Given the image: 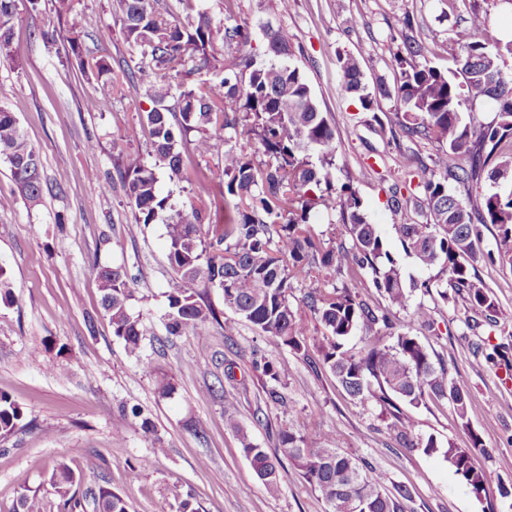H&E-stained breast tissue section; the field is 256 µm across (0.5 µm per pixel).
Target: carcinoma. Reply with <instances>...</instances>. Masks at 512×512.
I'll list each match as a JSON object with an SVG mask.
<instances>
[{
	"label": "carcinoma",
	"instance_id": "cac0c4a2",
	"mask_svg": "<svg viewBox=\"0 0 512 512\" xmlns=\"http://www.w3.org/2000/svg\"><path fill=\"white\" fill-rule=\"evenodd\" d=\"M57 17L67 21L66 63L82 58L84 18L74 0H51ZM113 26L100 31L109 38L119 27L135 50L134 66L124 72L129 83L144 91L150 109L139 113V126L148 133L156 159L170 178L189 179L182 146L191 140L201 161L223 162L224 192L211 204L190 203L177 209L160 194L157 178L137 154L119 151L115 171L137 223L161 219L166 224L167 259L181 285L168 294L171 336L195 335L217 319L198 288L222 292L224 308L237 320L224 322V335L234 336L245 322L276 339L315 370L331 372L345 393L378 405L389 415L387 427L403 448L433 452V438L415 436L402 402L417 407L429 401L451 403L469 442L464 448L448 442L444 458L462 483L480 498L488 493L486 473L477 468L476 454L487 452L482 436L471 429L470 394L466 385L448 375L447 366L433 356L419 336L402 325L394 311H405L411 322L432 327L431 311L411 305L421 289L432 300H462L483 320L466 322L475 333L483 325H498L502 307L478 275L474 262L481 254L480 227L495 229L496 250L491 262L512 267V74L501 67L512 56V40L484 22L477 25L453 56L456 69L444 71L431 58L447 44L443 33L427 39L412 34L414 21L405 17L400 43L393 52L394 87L370 88L359 57L338 54L340 90L373 112L381 130L392 140L432 141L439 152L432 169L418 154L399 150L395 164L420 175L426 222L399 224L404 249L424 268L440 275L405 283L400 268L364 211L353 183L363 172L338 164L341 143L327 113L320 110L311 87L294 62L295 36L279 26L263 31L267 60H257L250 25L237 13L238 0H224V20L216 24L204 0H110ZM16 0H0V60L20 66L11 46ZM96 96L85 100L94 111L112 97V65L96 61ZM394 99L393 115L381 119L374 109L378 97ZM490 106L495 117L484 122L474 113V101ZM0 160L10 171L23 197L35 204L43 192L41 157L30 144L14 112L0 107ZM463 185L487 182L490 190L462 200L448 190V181ZM326 215L331 231L316 236L311 224ZM342 227L336 235L335 224ZM102 307L112 333L132 354L140 348L144 330L129 311L132 291L119 268L97 269ZM371 282L378 300L370 302L360 289ZM305 285L301 302L314 314L323 339L308 346V326L293 298L294 285ZM365 333L359 351L346 347L357 330ZM475 357L512 376V336L491 344L475 334L468 342ZM24 410L0 393V435L15 431ZM225 430L238 436L245 457L260 483L278 494V468L286 457L317 490L328 512H406L409 488L387 487L383 473L364 460L341 453L334 434L313 427L280 430L278 451L256 445L238 418L224 413ZM75 471L58 463L50 483L69 512L81 506L74 487ZM95 512H129L126 501L109 489L93 497Z\"/></svg>",
	"mask_w": 512,
	"mask_h": 512
}]
</instances>
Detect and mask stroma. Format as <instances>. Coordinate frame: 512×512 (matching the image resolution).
I'll list each match as a JSON object with an SVG mask.
<instances>
[{
    "instance_id": "stroma-1",
    "label": "stroma",
    "mask_w": 512,
    "mask_h": 512,
    "mask_svg": "<svg viewBox=\"0 0 512 512\" xmlns=\"http://www.w3.org/2000/svg\"><path fill=\"white\" fill-rule=\"evenodd\" d=\"M87 35L82 65L63 63L67 24L53 20L50 0L31 11L18 0L12 46L21 64L0 63V105L18 117L42 160L44 193L38 205L20 194L7 164L0 162V266L11 280L15 301L0 303V393L25 412L27 425L0 438V512H15L22 495H37L43 512H64L49 478L54 465L71 463L80 476L77 512H94L93 496L106 487L120 494L129 512H177L174 490L191 492L200 512H326L318 491L291 464L280 470L281 490L270 496L242 452L237 436L224 428L233 412L259 447L275 449L277 431L289 424L318 425L336 434L341 451L365 459L390 483L412 493L407 512H512V497L476 499L445 461L448 444L468 438L449 403L409 408L415 432L436 439L427 453L401 448L383 422L379 406L351 399L330 372H312L280 342L242 323L228 336L210 324L194 336H171L165 328L167 295L179 278L167 261L163 222L136 227L121 188L105 189L115 174L118 148L155 157L147 136L126 141L128 126L149 109L143 91L117 80L110 104L97 112L83 103L95 96V64L112 66L134 53L120 31L100 40L112 21L109 0H75ZM240 14L252 24L283 26L295 35V61L322 111L328 112L342 144L338 163L361 171L355 188L371 223L385 241L405 279L423 281L435 269L419 266L408 254L397 225L426 219L425 202L394 213L392 186L408 183L398 171L395 141L378 131L370 112L340 88L337 54L363 55L370 86H393L396 66L390 49L399 42L404 17H413L415 37L442 31L448 53L434 63L447 67L449 53L474 25L488 21L512 39V0H240ZM356 25H347V17ZM56 32L45 43L40 30ZM160 193L176 207L199 192L219 196L223 167L214 163L202 182L170 180L156 168ZM494 229L482 230L478 274L510 315L490 333L491 341L512 334V267L490 263ZM100 267H119L133 290L132 313L145 336L139 355L114 337L96 278ZM468 313L462 301L441 302L433 310V331L420 339L445 359L448 373L470 392L472 427L486 454L477 456L491 487L512 484V379L501 380L468 350ZM263 357L288 372L272 383L255 367ZM152 372H145L144 362ZM173 395H161L162 378ZM277 388L284 404L273 403ZM139 407L156 425L163 446L155 453L126 408ZM85 451L74 457V449Z\"/></svg>"
}]
</instances>
